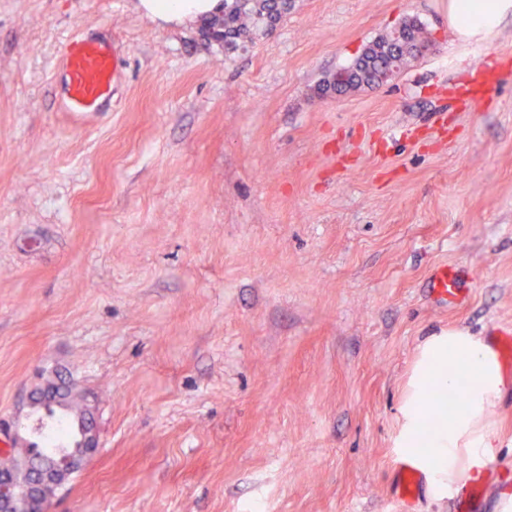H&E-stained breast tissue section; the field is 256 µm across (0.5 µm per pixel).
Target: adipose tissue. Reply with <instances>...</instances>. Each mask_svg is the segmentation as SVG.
I'll return each instance as SVG.
<instances>
[{
  "mask_svg": "<svg viewBox=\"0 0 512 512\" xmlns=\"http://www.w3.org/2000/svg\"><path fill=\"white\" fill-rule=\"evenodd\" d=\"M146 16L168 24L193 23L221 12L222 0H139ZM512 12V0H448V26L461 40H480ZM453 362H446V355ZM440 388L442 415L431 421L422 401ZM504 378L490 341L460 331L428 338L420 348L402 406L396 445L425 476L435 471L456 476L461 459L480 464L487 448V419L500 399Z\"/></svg>",
  "mask_w": 512,
  "mask_h": 512,
  "instance_id": "adipose-tissue-1",
  "label": "adipose tissue"
}]
</instances>
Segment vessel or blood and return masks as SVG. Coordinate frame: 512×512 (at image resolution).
Instances as JSON below:
<instances>
[{
	"mask_svg": "<svg viewBox=\"0 0 512 512\" xmlns=\"http://www.w3.org/2000/svg\"><path fill=\"white\" fill-rule=\"evenodd\" d=\"M65 89L59 108L80 116L95 111L111 93L117 69V60L110 47L101 42L73 37L62 54ZM494 71L482 63L472 69V79L462 92V100L469 105H478L489 98L496 88ZM464 268L444 266L433 274L428 287L443 301L456 300L460 292ZM398 503L401 512H407L411 502L420 494L425 476L412 461L398 465Z\"/></svg>",
	"mask_w": 512,
	"mask_h": 512,
	"instance_id": "obj_1",
	"label": "vessel or blood"
}]
</instances>
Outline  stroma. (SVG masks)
I'll list each match as a JSON object with an SVG mask.
<instances>
[{
  "label": "stroma",
  "mask_w": 512,
  "mask_h": 512,
  "mask_svg": "<svg viewBox=\"0 0 512 512\" xmlns=\"http://www.w3.org/2000/svg\"><path fill=\"white\" fill-rule=\"evenodd\" d=\"M436 51L382 86H317L405 18ZM114 47L112 95L58 109L60 47ZM512 58L448 0H294L225 52L137 0H0V421L86 397L98 447L49 512H398L400 407L421 345L512 327ZM465 298L438 302L440 265ZM472 512H512V366ZM435 478L412 512H455ZM497 82L491 66L481 63L472 67V79L461 92V99L467 105H480L490 97ZM465 273L463 267L444 266L430 277L428 288L444 302H452L458 298L461 277Z\"/></svg>",
  "instance_id": "35a3bbf8"
}]
</instances>
